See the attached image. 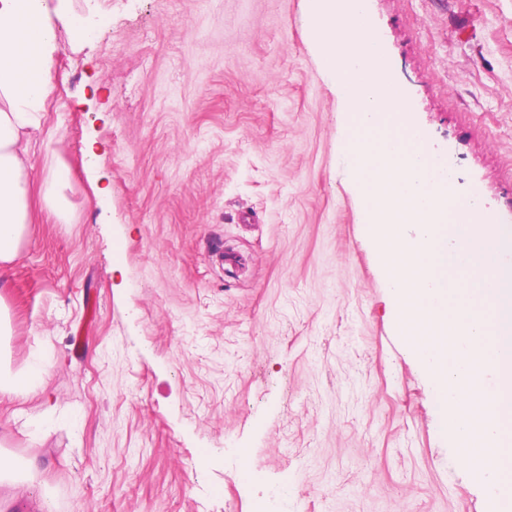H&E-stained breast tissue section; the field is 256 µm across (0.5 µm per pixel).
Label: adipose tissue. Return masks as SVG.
I'll list each match as a JSON object with an SVG mask.
<instances>
[{
	"label": "adipose tissue",
	"instance_id": "ef3b65f1",
	"mask_svg": "<svg viewBox=\"0 0 512 512\" xmlns=\"http://www.w3.org/2000/svg\"><path fill=\"white\" fill-rule=\"evenodd\" d=\"M57 48L46 0H0V270L23 255L31 235V134L51 88ZM44 360L20 371L0 365V397H26L43 389ZM37 463L0 452V512H9L10 490L31 483Z\"/></svg>",
	"mask_w": 512,
	"mask_h": 512
}]
</instances>
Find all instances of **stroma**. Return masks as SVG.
I'll return each instance as SVG.
<instances>
[{
  "label": "stroma",
  "instance_id": "stroma-1",
  "mask_svg": "<svg viewBox=\"0 0 512 512\" xmlns=\"http://www.w3.org/2000/svg\"><path fill=\"white\" fill-rule=\"evenodd\" d=\"M47 2L57 50L33 162L39 180L67 167L69 209L33 202L28 246L0 273L11 367L48 365L42 391L0 398V449L40 464L19 498L49 491L51 512H489L339 163L343 103L308 0ZM366 9L454 193L512 226V0Z\"/></svg>",
  "mask_w": 512,
  "mask_h": 512
}]
</instances>
